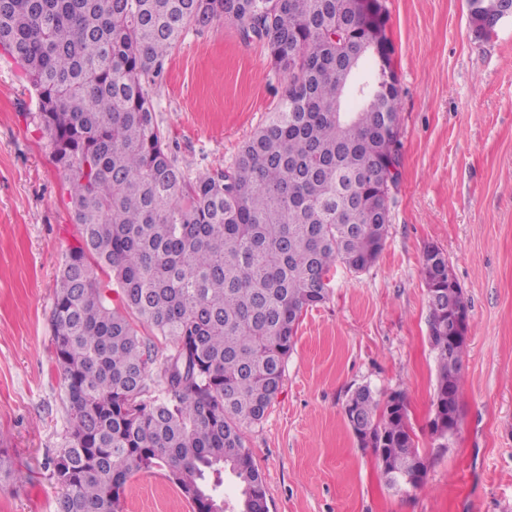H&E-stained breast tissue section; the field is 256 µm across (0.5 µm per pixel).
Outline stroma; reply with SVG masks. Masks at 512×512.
Listing matches in <instances>:
<instances>
[{
	"label": "stroma",
	"instance_id": "stroma-1",
	"mask_svg": "<svg viewBox=\"0 0 512 512\" xmlns=\"http://www.w3.org/2000/svg\"><path fill=\"white\" fill-rule=\"evenodd\" d=\"M400 89L401 174L385 248L367 271L336 266L309 309L281 392L246 444L269 512H512V17L479 29L467 0H384ZM288 75L259 41L216 22L187 29L151 95L190 176L231 165ZM34 92L0 53V512H56L49 461L68 434L51 345L59 263L76 246L64 177L33 121ZM448 257L469 307L459 424L429 430L425 247ZM404 392L427 464L412 498L389 489L343 406L363 385ZM123 512H192L162 469L134 471Z\"/></svg>",
	"mask_w": 512,
	"mask_h": 512
}]
</instances>
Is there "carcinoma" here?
<instances>
[{"label": "carcinoma", "instance_id": "cac0c4a2", "mask_svg": "<svg viewBox=\"0 0 512 512\" xmlns=\"http://www.w3.org/2000/svg\"><path fill=\"white\" fill-rule=\"evenodd\" d=\"M355 2L0 0V49L35 93L78 232L50 316L69 422L51 459L64 488L56 512H122L128 478L152 468L168 472L193 512H229L226 471L235 512H268L244 430L274 404L331 269L360 273L378 259L390 219L383 186L398 183L387 12L369 19ZM468 4L487 31L508 9ZM214 21L263 42L288 86L232 165L190 178L151 87L185 31ZM367 59L370 72L357 76ZM422 274L437 363L429 428L446 440L466 346L448 349V327L468 305L442 251L424 250ZM344 412L389 487L411 497L426 466L405 395L362 386Z\"/></svg>", "mask_w": 512, "mask_h": 512}]
</instances>
